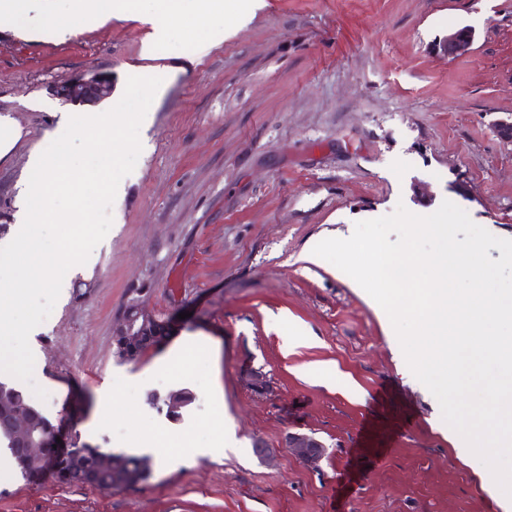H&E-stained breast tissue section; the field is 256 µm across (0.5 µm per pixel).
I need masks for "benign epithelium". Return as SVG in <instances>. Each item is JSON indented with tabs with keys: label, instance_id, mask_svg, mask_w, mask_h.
<instances>
[{
	"label": "benign epithelium",
	"instance_id": "1",
	"mask_svg": "<svg viewBox=\"0 0 512 512\" xmlns=\"http://www.w3.org/2000/svg\"><path fill=\"white\" fill-rule=\"evenodd\" d=\"M475 32L464 26L450 33L435 45L437 54L443 57H459L472 49ZM112 93V81L99 73L69 81L56 87V94L69 102L96 103ZM163 335V329L155 314L138 300L127 305L112 332L115 349L125 355L154 348ZM0 426L11 432L18 451L36 460L46 469L53 468L60 451L54 448L55 435L37 424L32 411L20 404L3 399L0 406ZM286 447L293 455L308 464L316 463L325 453L324 444L313 436L290 434Z\"/></svg>",
	"mask_w": 512,
	"mask_h": 512
}]
</instances>
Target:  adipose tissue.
Returning <instances> with one entry per match:
<instances>
[{
	"instance_id": "obj_1",
	"label": "adipose tissue",
	"mask_w": 512,
	"mask_h": 512,
	"mask_svg": "<svg viewBox=\"0 0 512 512\" xmlns=\"http://www.w3.org/2000/svg\"><path fill=\"white\" fill-rule=\"evenodd\" d=\"M183 0H153V9L148 13H138V0H83L82 21L85 26L94 28L111 21L112 18L139 16L141 21L151 24L152 40L143 45V55H152L156 40L165 38L168 21L179 14Z\"/></svg>"
}]
</instances>
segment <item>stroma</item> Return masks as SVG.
Wrapping results in <instances>:
<instances>
[{
	"mask_svg": "<svg viewBox=\"0 0 512 512\" xmlns=\"http://www.w3.org/2000/svg\"><path fill=\"white\" fill-rule=\"evenodd\" d=\"M463 26L476 32L469 55L432 53ZM206 30L184 0L146 57L151 25L82 28L76 0L45 20L37 0L0 16V115L22 131L0 157V246L30 152L60 135L57 113L78 109L55 86L111 76V98L92 106L104 112L136 70L162 80L150 148L109 233L29 337L51 396L42 412L64 448L133 453L195 434L175 467L154 462L146 484L122 491L30 482L0 461V512H504L486 465L456 457L437 399L407 382L392 325L334 265L302 254L397 205L429 215L445 200L512 239V143L492 129L512 114V0H262L193 56ZM133 299L171 333L127 362L112 332ZM290 337L300 346L287 349ZM256 371L261 393L246 383ZM121 379L139 383L138 402ZM175 387L195 400L173 421L147 397ZM291 433L323 441L318 465L290 454Z\"/></svg>",
	"mask_w": 512,
	"mask_h": 512,
	"instance_id": "stroma-1",
	"label": "stroma"
}]
</instances>
